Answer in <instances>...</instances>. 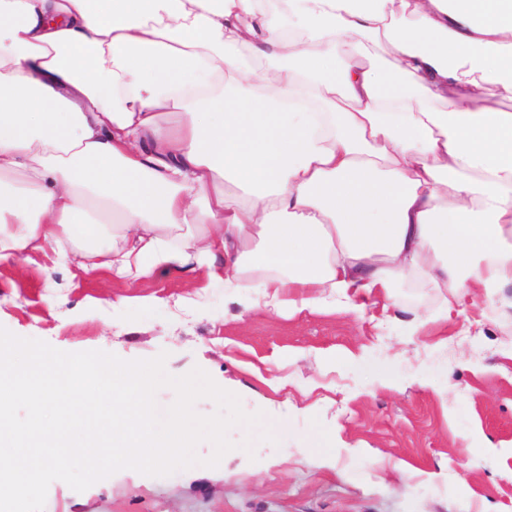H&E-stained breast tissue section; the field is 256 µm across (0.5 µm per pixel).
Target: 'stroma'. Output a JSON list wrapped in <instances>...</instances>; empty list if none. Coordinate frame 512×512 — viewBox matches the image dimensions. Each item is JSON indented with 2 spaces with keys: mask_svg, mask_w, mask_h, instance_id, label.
Segmentation results:
<instances>
[{
  "mask_svg": "<svg viewBox=\"0 0 512 512\" xmlns=\"http://www.w3.org/2000/svg\"><path fill=\"white\" fill-rule=\"evenodd\" d=\"M443 306L398 288L359 311L278 315L202 270L129 283L44 255L0 262L1 327L65 352L163 353L173 376L201 368L278 438L248 452L232 427L223 470H122L82 492L56 480L44 512H512V285Z\"/></svg>",
  "mask_w": 512,
  "mask_h": 512,
  "instance_id": "stroma-1",
  "label": "stroma"
}]
</instances>
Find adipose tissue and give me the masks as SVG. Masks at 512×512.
<instances>
[{
    "instance_id": "obj_1",
    "label": "adipose tissue",
    "mask_w": 512,
    "mask_h": 512,
    "mask_svg": "<svg viewBox=\"0 0 512 512\" xmlns=\"http://www.w3.org/2000/svg\"><path fill=\"white\" fill-rule=\"evenodd\" d=\"M506 101L512 0H0V262L280 314L489 294Z\"/></svg>"
}]
</instances>
